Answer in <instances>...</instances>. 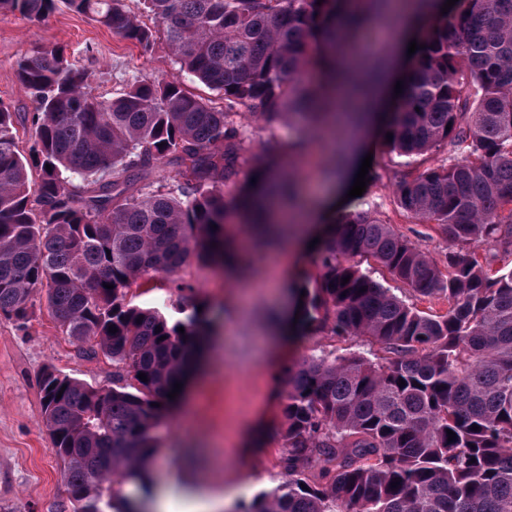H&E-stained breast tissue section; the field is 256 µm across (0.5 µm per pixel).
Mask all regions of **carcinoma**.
Instances as JSON below:
<instances>
[{
    "label": "carcinoma",
    "mask_w": 512,
    "mask_h": 512,
    "mask_svg": "<svg viewBox=\"0 0 512 512\" xmlns=\"http://www.w3.org/2000/svg\"><path fill=\"white\" fill-rule=\"evenodd\" d=\"M138 2L137 15L123 0H0L1 11L31 21L62 4L146 52L161 41L223 101L147 79L103 99L63 48L41 46L16 64L36 103L28 151L0 102V316L29 321L43 290L60 334L118 366L109 387L52 367L41 377L73 512H145L126 486L149 491L160 405L210 335L204 312L172 323L128 302L129 291L161 274L171 290L192 292L180 272L193 261L247 272L251 259L224 226L256 191L271 205L293 196L300 172L288 156L340 163L328 119L353 120L346 104L373 79L357 73L363 5L377 4L372 20L393 35L415 28L394 0ZM417 43L425 48L408 58L388 113L393 139L380 148L406 157L447 148L443 163L401 174L394 192L408 217L444 227L448 252L438 263L367 211L333 226L313 255L316 274L294 286L296 331L364 338L383 356H316L290 368L279 427L288 480L234 512H512V267L494 271L478 256L483 246L512 256V0H458ZM337 62L346 75L331 91L306 79ZM247 113L270 128L294 117L311 134L257 153ZM245 168L256 183L239 187ZM152 170L156 185L125 195ZM357 256L448 308L431 314L389 293Z\"/></svg>",
    "instance_id": "obj_1"
}]
</instances>
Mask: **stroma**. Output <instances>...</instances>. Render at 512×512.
I'll use <instances>...</instances> for the list:
<instances>
[{"label": "stroma", "mask_w": 512, "mask_h": 512, "mask_svg": "<svg viewBox=\"0 0 512 512\" xmlns=\"http://www.w3.org/2000/svg\"><path fill=\"white\" fill-rule=\"evenodd\" d=\"M58 45L68 60L86 70L96 95L107 99L133 79H177L191 92L213 91L181 73L163 48L143 52L88 16L61 7L41 20L0 12V102L17 112L35 104L16 77V63L36 47ZM442 150L419 158L374 151L370 181L354 210H368L413 244L443 259L448 238L438 225L407 218L393 198V176L445 159ZM309 257L285 259L271 246L254 250L251 273L226 280L220 271L192 263L182 272L194 287L185 299L170 294L160 279L149 280L129 299L182 319L201 304L213 325L197 369L179 405L166 413L154 435L159 447L151 470L154 491L192 476L203 485L226 489L227 508L252 500L281 483L282 440L275 427L280 406L270 398L275 377L307 355L336 350L371 357L380 348L359 339L335 343L325 336L289 346L274 336L270 311L289 312L292 284L313 272ZM94 387L109 386L116 370L105 357L85 358L57 331L44 297L25 323L0 317V512H72L60 466L51 451L41 403L45 367Z\"/></svg>", "instance_id": "1"}]
</instances>
